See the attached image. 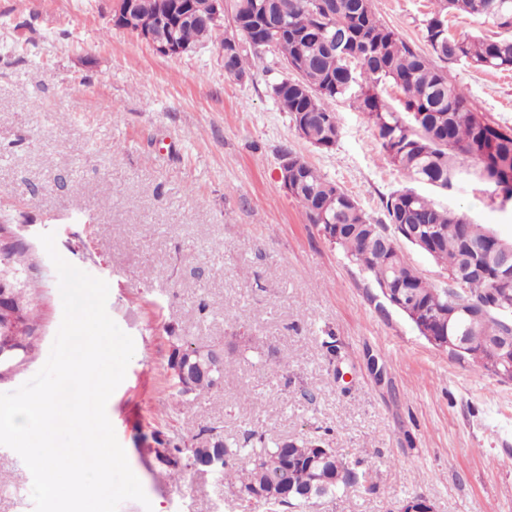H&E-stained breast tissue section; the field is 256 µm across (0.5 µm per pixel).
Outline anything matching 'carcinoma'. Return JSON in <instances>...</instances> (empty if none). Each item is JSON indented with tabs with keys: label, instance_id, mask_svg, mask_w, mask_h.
<instances>
[{
	"label": "carcinoma",
	"instance_id": "1",
	"mask_svg": "<svg viewBox=\"0 0 512 512\" xmlns=\"http://www.w3.org/2000/svg\"><path fill=\"white\" fill-rule=\"evenodd\" d=\"M192 18L168 13L169 0H155L156 11L170 14L179 25V40L197 48L213 39L221 19L211 15L210 0H187ZM500 0H435V11L424 20L429 53L415 48L385 26L371 0H229L233 33L222 38L224 73L238 81L249 77L244 52L281 55L285 77L271 87L272 95L307 142L330 150L340 138L336 113L328 103L348 99L369 115L381 150L407 178L449 189L470 174L492 188L496 196L512 197V128L489 122L470 103L450 71L434 63L462 65L475 71L512 70V21L496 15ZM468 16L503 31L495 39L478 35L458 37L448 18ZM390 83L402 94L409 114L388 107L380 95ZM294 198L310 224L325 229L324 238L341 249L372 282L383 302L403 314L426 340L451 335L475 324L477 335L466 336L471 361L498 378L512 381V285H495L489 260L501 241L463 213L439 209L411 188L392 191L383 201L386 221L374 224L358 201L327 180L301 156ZM381 239L393 246L376 247ZM479 240L486 254L467 257L465 243ZM407 243L432 258L446 271L443 286L425 280L401 249ZM26 248L13 244L0 257V269L13 302L22 312L21 324L7 339L16 348L15 366L22 365L33 343L41 315V291L23 278ZM393 282L397 303L384 298L383 287ZM166 372L182 404L210 394L235 371L236 361L213 360L220 344L203 343L188 335H169ZM207 445L197 447L185 435L154 432L155 460L172 480L180 479L195 460L218 452L224 484L237 489L243 506L262 501L271 512L334 497L359 483H369L347 460L312 437L272 441L256 431L243 443L230 441L212 427ZM288 486V496L272 491Z\"/></svg>",
	"mask_w": 512,
	"mask_h": 512
}]
</instances>
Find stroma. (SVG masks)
I'll return each instance as SVG.
<instances>
[{
    "label": "stroma",
    "mask_w": 512,
    "mask_h": 512,
    "mask_svg": "<svg viewBox=\"0 0 512 512\" xmlns=\"http://www.w3.org/2000/svg\"><path fill=\"white\" fill-rule=\"evenodd\" d=\"M378 18L425 48L431 0H372ZM225 76L217 42L175 58L113 27L110 0H0V243L27 247L44 291L40 349L0 380L11 392L47 361L63 316L56 270L38 236L109 285L107 312L134 356L106 411L148 504L119 512H241L219 472L193 468L160 486L154 431L221 427L242 440L314 431L376 487L291 512H512V382L460 362L383 303L357 266L307 223L277 179L292 149L384 220L410 185L441 209L512 238V209L475 176L451 189L409 183L366 113L334 102L329 151L298 137L270 94L277 54ZM485 117L512 127V72L452 70ZM80 209H73V201ZM206 311H199V302ZM223 345L236 371L192 405L166 374L168 332ZM263 340L268 353H245ZM32 475L0 445V512H34Z\"/></svg>",
    "instance_id": "stroma-1"
}]
</instances>
